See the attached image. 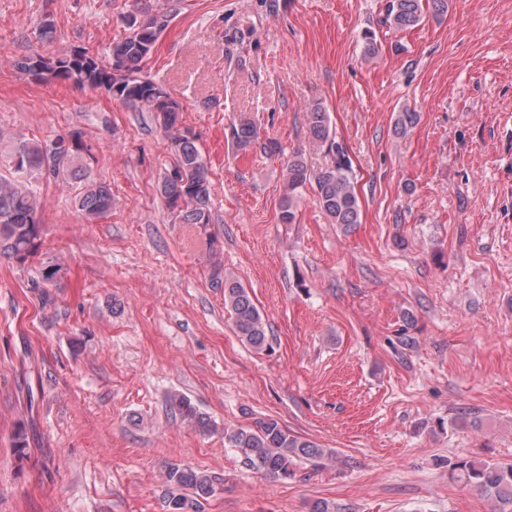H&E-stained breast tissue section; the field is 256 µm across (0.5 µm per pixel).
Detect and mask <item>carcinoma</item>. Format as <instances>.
I'll return each instance as SVG.
<instances>
[{
  "label": "carcinoma",
  "instance_id": "cac0c4a2",
  "mask_svg": "<svg viewBox=\"0 0 512 512\" xmlns=\"http://www.w3.org/2000/svg\"><path fill=\"white\" fill-rule=\"evenodd\" d=\"M429 5L437 13L448 9L446 0H388L386 22L396 30L413 28L423 21L425 7ZM173 18L171 9L144 18L135 12L123 16L127 33L112 43L106 60L76 50L50 57L23 56L15 61V67L37 80L103 88L112 97L153 113L155 120L170 133L176 155L174 165L163 176L160 194L167 208L183 223L205 227L211 223V180L195 136L179 128L180 102L162 86L140 76L142 65ZM416 120L417 113L407 109L397 113L395 133L406 134ZM308 129L316 144L334 148L329 115L318 106L308 112ZM231 137L240 149L257 146L266 154L280 152L278 143L259 141L256 126L248 120L233 128ZM69 139L65 150L57 148L54 139L43 144L20 142L10 157L11 176H0V256L21 267L38 253L43 232L41 203L24 176L33 170L53 178L69 172L74 161L83 159V153L89 152L80 133H70ZM310 182L315 183L319 205L331 223L343 226L360 223L361 207L351 181V163L340 150L336 151L333 165L318 173L311 172L299 155L288 162L281 223L296 222V197ZM77 204L86 219H100L112 209V191L104 183L90 181L82 187ZM211 275L213 280L224 283V308L231 314L237 336L257 351L266 350L265 323L248 289L224 272V263L217 256L212 258ZM167 404L172 413L188 423L203 429L212 427L186 396L172 394ZM224 441L246 465L274 479L292 477L293 467L299 462L322 467L334 457L332 449L288 431L272 418L260 420L253 427H226ZM448 472L452 480L483 493L492 512H512V462L458 457L448 461ZM167 481L175 490L168 500L171 512H180L187 506L197 508L220 484V478L215 475L179 465L170 467Z\"/></svg>",
  "mask_w": 512,
  "mask_h": 512
}]
</instances>
